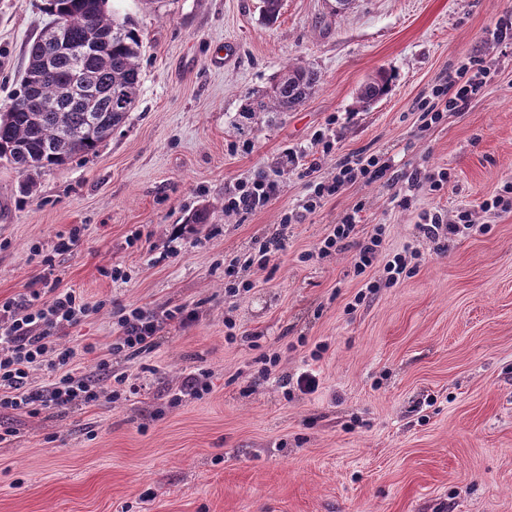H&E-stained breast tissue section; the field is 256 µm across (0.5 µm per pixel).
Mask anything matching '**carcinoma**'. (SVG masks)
<instances>
[{
  "instance_id": "obj_1",
  "label": "carcinoma",
  "mask_w": 512,
  "mask_h": 512,
  "mask_svg": "<svg viewBox=\"0 0 512 512\" xmlns=\"http://www.w3.org/2000/svg\"><path fill=\"white\" fill-rule=\"evenodd\" d=\"M282 0H262L264 20L275 23ZM47 26L62 22L63 42L45 33L30 41L27 66L19 89L0 105V161L30 176L61 167L76 156L96 150L121 128L133 109L141 82L143 41L127 18L108 13L106 0H47ZM112 34V39L105 36ZM86 47L82 59L83 84L71 85L74 60L70 49ZM392 76L381 70L358 89L357 100L368 106L384 97ZM322 83L321 73L290 64L263 93L244 96L239 124L260 112H291L312 96ZM42 103L38 112L15 108L20 101Z\"/></svg>"
}]
</instances>
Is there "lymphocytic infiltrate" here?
<instances>
[{"label": "lymphocytic infiltrate", "mask_w": 512, "mask_h": 512, "mask_svg": "<svg viewBox=\"0 0 512 512\" xmlns=\"http://www.w3.org/2000/svg\"><path fill=\"white\" fill-rule=\"evenodd\" d=\"M487 69L482 59L471 61L469 71L449 75L447 81L433 88L432 94L444 98L445 108L456 109L473 97L479 96L485 86ZM387 165L378 156L346 158L339 161L336 177L331 181L312 183L311 192L302 206L305 213H314L324 197L336 192L345 183L362 178L369 182L380 180ZM279 193V184L265 173H257L242 180L224 192V209L228 212L254 211L268 205ZM354 217H345L333 225L321 240L320 250L329 254L346 248L355 251V268L365 273L381 253L384 227H376L365 237H358ZM7 313V320H0V409L36 414L40 410L69 409L95 402L99 391L90 378L76 375L72 365L78 357L75 349L61 346L50 336L52 326L74 324L90 307L75 292L57 294L51 301L30 308L7 301L0 304ZM120 334L112 350L136 356L150 353L155 345L159 325L141 310L122 313L118 319ZM49 365L59 377L50 396L43 397L25 391L29 372L39 366Z\"/></svg>", "instance_id": "obj_1"}]
</instances>
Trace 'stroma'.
Returning <instances> with one entry per match:
<instances>
[{
  "instance_id": "obj_1",
  "label": "stroma",
  "mask_w": 512,
  "mask_h": 512,
  "mask_svg": "<svg viewBox=\"0 0 512 512\" xmlns=\"http://www.w3.org/2000/svg\"><path fill=\"white\" fill-rule=\"evenodd\" d=\"M44 4L0 0V104ZM109 5L145 46L125 125L31 180L0 163V304L70 289L92 305L52 333L84 348L75 369L100 397L0 412V512H512V210L481 207L512 183V37L499 36L512 0H354L342 13L336 0H283L272 25L260 0ZM225 44L234 59L213 67ZM473 56L490 69L483 95L423 125L418 100ZM290 63L319 69V89L238 129L244 95ZM380 70L395 76L390 92L360 107ZM323 128L334 149L320 177L366 151L394 185L357 180L282 227L308 182L283 170L284 152L310 149ZM425 168L449 172L440 194L409 187ZM260 171L279 174L278 196L225 212V189ZM204 206L209 223H189ZM464 209L474 227L445 248L419 230L424 214ZM348 214L359 236L386 227L362 275L353 250L319 251ZM280 235L285 250L247 271L251 290L225 296L229 260ZM408 244L416 272L354 305ZM183 307L198 314L191 326L174 318ZM134 308L162 323L154 351L109 356L120 311ZM265 356L277 362L262 377ZM306 370L318 390H290ZM193 374L208 385L199 398L181 389ZM117 376L134 393L111 398Z\"/></svg>"
}]
</instances>
